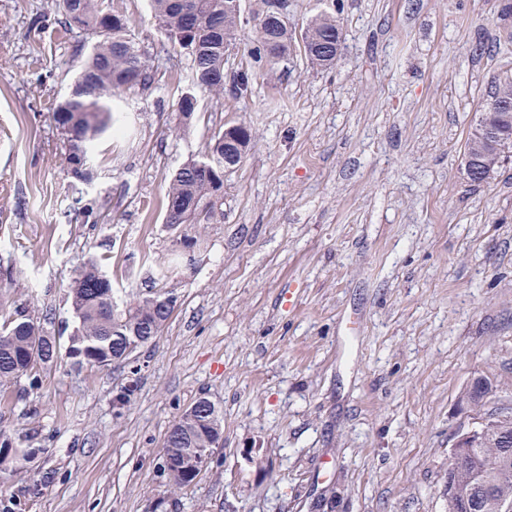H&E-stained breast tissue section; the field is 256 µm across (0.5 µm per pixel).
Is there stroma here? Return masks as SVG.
Instances as JSON below:
<instances>
[{"mask_svg":"<svg viewBox=\"0 0 512 512\" xmlns=\"http://www.w3.org/2000/svg\"><path fill=\"white\" fill-rule=\"evenodd\" d=\"M126 15L151 88L112 99L120 134L71 178L54 121L81 64L53 0H0V296L70 345L69 283L96 260L114 299L153 278L177 239L162 333L124 367L65 353L0 385V429L37 432L29 473L53 482L26 512H448L444 473L476 376L512 410V152L467 181L461 158L492 83L512 79V0H288L303 28L335 13L329 69L301 48L253 72L242 99L202 97L182 125L190 57L148 0ZM251 141L211 224L165 222V189L219 127ZM295 292L297 303L285 298ZM224 438L173 490L161 448L197 399Z\"/></svg>","mask_w":512,"mask_h":512,"instance_id":"1","label":"stroma"}]
</instances>
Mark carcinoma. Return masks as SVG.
<instances>
[{"label": "carcinoma", "mask_w": 512, "mask_h": 512, "mask_svg": "<svg viewBox=\"0 0 512 512\" xmlns=\"http://www.w3.org/2000/svg\"><path fill=\"white\" fill-rule=\"evenodd\" d=\"M151 16L158 31L172 46L191 57L190 85L186 93L224 96L231 84L232 95L241 97L249 90L246 69L224 73V39L238 35L244 23L237 0H149ZM55 23L64 31L85 33L94 39L83 58L69 94L55 107L54 116L64 139L63 163L67 174L78 181L90 178L84 161L87 144L111 126L112 94L124 89H148L154 81L153 68L129 30L126 16L102 8L101 0H56ZM341 36L336 17L320 14L301 35L305 55L312 64L330 67L336 53L319 50L336 48ZM292 34L288 22L273 20L264 24L252 58L273 62L288 55ZM465 151L479 163L495 167L499 155L485 154L478 142H466ZM165 223L207 224L221 209L224 199V128L213 132L204 152L187 159L172 175L166 188ZM76 327L71 337L69 356L78 363L110 366L121 361L123 353L140 346L143 332L160 335L170 313L165 303L178 301L174 288H151L138 292L129 305L116 308L112 283L96 261L77 270L69 284ZM59 346L53 336L40 330L28 313L0 327V384L25 377L29 385L38 384L39 369L58 358ZM224 416L215 404L190 416L185 412L169 429L161 458L176 456L180 467L161 472L176 490L191 485L208 464L211 449L222 439ZM47 452L31 446L26 435L0 429V479L11 476L21 462ZM512 453L501 442L481 438L470 448L474 461L488 466L495 483L496 498L512 502V469L498 468L500 458Z\"/></svg>", "instance_id": "obj_1"}]
</instances>
